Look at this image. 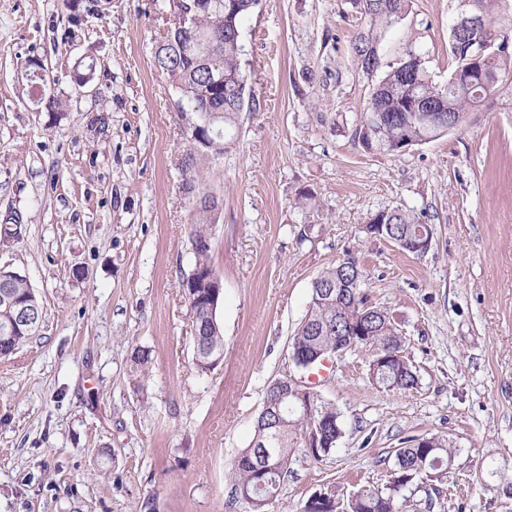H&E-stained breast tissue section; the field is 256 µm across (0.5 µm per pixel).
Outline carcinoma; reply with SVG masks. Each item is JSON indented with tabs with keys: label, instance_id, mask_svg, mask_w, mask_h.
<instances>
[{
	"label": "carcinoma",
	"instance_id": "cac0c4a2",
	"mask_svg": "<svg viewBox=\"0 0 512 512\" xmlns=\"http://www.w3.org/2000/svg\"><path fill=\"white\" fill-rule=\"evenodd\" d=\"M500 0H471V10L484 22V45L489 61L476 69L466 60L453 57V71L472 72V83L444 86L436 83L421 61L414 46L389 66L379 81L373 109L366 110L355 130V139L365 149L398 153L404 142L413 147L441 137L448 128V120L461 124L469 112L483 104L497 88L500 76L512 70V53L501 52L497 42L504 29L496 23V8ZM257 0H234L233 7L215 4L201 13L195 24L196 32L180 49L174 43L164 42L156 47L154 63L168 74L192 112H204V90L213 74L224 75V117L220 129L235 123L244 111V73L240 65V32L242 21L252 12ZM353 5L366 20V27L358 33L352 47L353 61L364 70L380 64L379 51L386 33L395 20L411 11V0H353ZM213 164L207 148L196 141H188L181 155L184 184L198 183L202 170ZM216 216L206 208L193 210L191 237L210 239L209 227ZM392 225L391 241L404 251L409 248L404 240L420 237L432 239V229L414 216L392 210L377 214L366 227L374 234L372 225ZM194 268L214 273L211 262V244L194 250ZM317 285L325 289L312 292L311 305L304 320L292 337V354L299 360L314 365L338 351L369 348L379 350L387 359L383 370L371 375L372 380L387 390H409L418 384V378L404 349L401 335L387 312L367 304L362 295L364 272L357 259L347 255L335 266L316 277ZM13 296L40 306L30 284L22 277L9 282ZM190 318L198 334L200 346L209 352H224V334L219 319H210L206 303L188 302ZM368 332L366 336L357 330ZM282 386L271 385L266 401L271 407L260 412L252 442L239 457L233 470L236 498L250 506V512H264L267 502L277 496L278 489L290 473L294 454V440L303 441L305 452L316 460L331 454L343 436L341 413L336 406L325 403L317 394H311L314 419L319 427L303 418L296 399L282 395V389L294 388L292 380L280 379ZM275 449L274 460L261 461L265 448ZM451 451L445 439L436 436L408 437L395 450L387 484L382 488L362 489L346 497L341 493L325 492L324 512H398L397 498L405 487L414 482L442 480L447 475Z\"/></svg>",
	"mask_w": 512,
	"mask_h": 512
}]
</instances>
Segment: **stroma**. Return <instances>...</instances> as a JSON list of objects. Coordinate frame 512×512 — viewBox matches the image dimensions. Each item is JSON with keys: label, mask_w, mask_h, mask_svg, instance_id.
Instances as JSON below:
<instances>
[{"label": "stroma", "mask_w": 512, "mask_h": 512, "mask_svg": "<svg viewBox=\"0 0 512 512\" xmlns=\"http://www.w3.org/2000/svg\"><path fill=\"white\" fill-rule=\"evenodd\" d=\"M457 4L412 0L384 62L412 45L447 83ZM173 19V0H0V269L43 307L0 358V512H245L232 471L284 377L335 404L345 434L320 461L296 448L265 512L383 486L413 435L452 458L447 479L402 492L403 512H512V109L367 151L354 134L382 75L352 64L363 18L349 0H261L241 27L255 106L201 181L220 199L224 285V358L202 373L180 287L195 264L179 166L191 115L153 61ZM394 209L431 225L425 253L367 234ZM349 253L416 388L377 387L365 348L320 369L292 358L313 280Z\"/></svg>", "instance_id": "1"}]
</instances>
